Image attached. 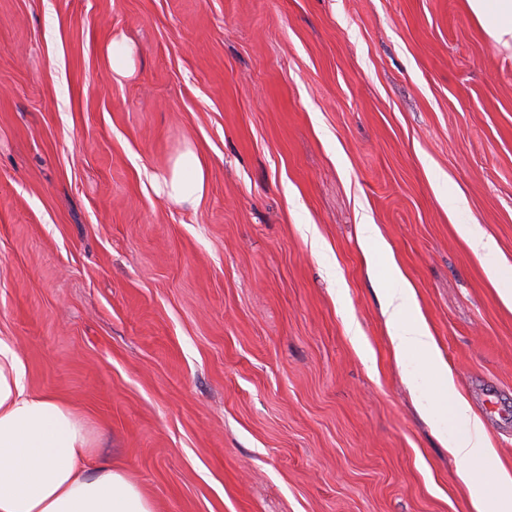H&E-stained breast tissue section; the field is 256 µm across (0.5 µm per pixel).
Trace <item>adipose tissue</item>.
Here are the masks:
<instances>
[{"mask_svg":"<svg viewBox=\"0 0 512 512\" xmlns=\"http://www.w3.org/2000/svg\"><path fill=\"white\" fill-rule=\"evenodd\" d=\"M487 36L512 42V0H467ZM156 193L198 207L206 192L200 161L176 159L152 177ZM360 233L369 258L388 286L380 303L401 365L428 402L457 465L469 512H512V468L498 458L483 421L458 392L448 362L421 313L416 292L374 225ZM0 512H157L125 468L97 458L82 418L54 396L30 393L20 358L0 344Z\"/></svg>","mask_w":512,"mask_h":512,"instance_id":"adipose-tissue-1","label":"adipose tissue"}]
</instances>
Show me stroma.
<instances>
[{
  "label": "stroma",
  "instance_id": "1",
  "mask_svg": "<svg viewBox=\"0 0 512 512\" xmlns=\"http://www.w3.org/2000/svg\"><path fill=\"white\" fill-rule=\"evenodd\" d=\"M189 148L196 208L150 186ZM474 221L512 277V46L466 0H0V342L159 512H469L357 227L512 467ZM108 56L115 74L127 75L133 70L131 50L124 40H113L108 47ZM456 229L477 256L489 257L494 254L495 244L486 236L480 224H460Z\"/></svg>",
  "mask_w": 512,
  "mask_h": 512
}]
</instances>
